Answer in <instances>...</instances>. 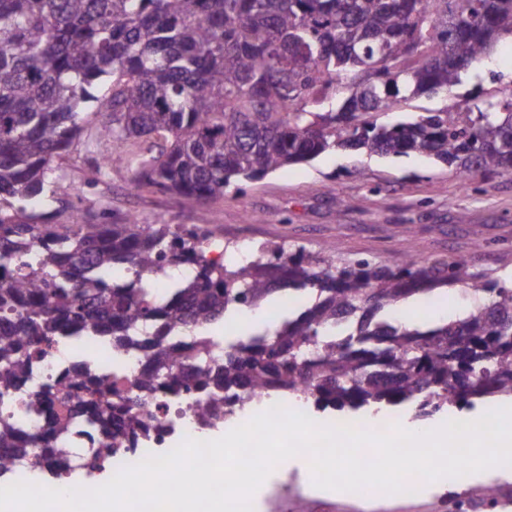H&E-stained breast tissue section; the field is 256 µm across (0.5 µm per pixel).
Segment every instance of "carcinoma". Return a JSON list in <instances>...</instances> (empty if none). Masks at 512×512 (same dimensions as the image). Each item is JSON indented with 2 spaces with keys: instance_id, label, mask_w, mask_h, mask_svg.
Masks as SVG:
<instances>
[{
  "instance_id": "1",
  "label": "carcinoma",
  "mask_w": 512,
  "mask_h": 512,
  "mask_svg": "<svg viewBox=\"0 0 512 512\" xmlns=\"http://www.w3.org/2000/svg\"><path fill=\"white\" fill-rule=\"evenodd\" d=\"M512 36V0H0V391L22 387L40 348L71 336L112 337L146 352L131 405L178 395L195 377L167 337L200 333L256 312L276 292L315 303L274 328L225 346L209 369L202 410L216 417L244 394L307 391L318 410L415 404L427 418L512 398V285L467 260L398 263L288 254L261 246L238 264L207 257L213 231L76 220L65 234L36 222L51 162L85 122L90 89L110 81L98 140L134 142L130 158L102 154L105 172L136 165L135 183L196 201L330 151L427 156L467 180L512 172V93L457 96L470 68ZM445 105L397 117L401 104ZM124 267L108 283L99 273ZM189 270L156 293L148 278ZM462 286L477 301L465 316L410 329L397 305ZM51 387L31 410L42 429L20 445L0 421V473L27 449L34 469L59 478ZM73 416L113 443L135 446L140 423L77 400Z\"/></svg>"
}]
</instances>
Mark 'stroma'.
<instances>
[{
	"label": "stroma",
	"instance_id": "stroma-1",
	"mask_svg": "<svg viewBox=\"0 0 512 512\" xmlns=\"http://www.w3.org/2000/svg\"><path fill=\"white\" fill-rule=\"evenodd\" d=\"M512 75V39L503 38L456 87L457 95L498 91L495 75ZM81 135L54 161L52 197L35 206L40 223L62 233L82 212L103 224L135 217L140 224L220 228L226 240L272 241L291 252L339 254L343 260L395 261L407 252L424 259L464 258L477 269L512 271V174H474L461 181L432 159L367 157L330 152L262 179L231 184L205 203L150 186L134 187L132 170L98 171L89 143L99 118L95 103ZM480 225L474 241L472 225ZM467 300L457 287L426 294L406 306L409 320L452 316ZM304 456L280 463L252 498L254 512H445L438 492L400 496L318 495Z\"/></svg>",
	"mask_w": 512,
	"mask_h": 512
}]
</instances>
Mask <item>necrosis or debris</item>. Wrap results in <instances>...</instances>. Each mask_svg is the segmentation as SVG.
Returning <instances> with one entry per match:
<instances>
[{
    "instance_id": "necrosis-or-debris-1",
    "label": "necrosis or debris",
    "mask_w": 512,
    "mask_h": 512,
    "mask_svg": "<svg viewBox=\"0 0 512 512\" xmlns=\"http://www.w3.org/2000/svg\"><path fill=\"white\" fill-rule=\"evenodd\" d=\"M102 344L99 336L70 338L66 350L50 351L32 362L23 390L0 397V416L8 417L24 432L34 433L41 429L42 420L29 410L28 394L44 385H54L59 393L55 412L61 427L56 450L75 466L91 465L95 454L111 442L110 437L70 415L71 405L86 395L83 384L87 377H111L108 401L119 405L134 393L135 379L146 362L144 353L131 345H112L105 357L93 356V349ZM207 399L206 392L196 390L180 399L160 395L135 406L133 412L144 433L135 447L113 455V469L139 463L150 455L167 453L187 438L209 439L208 427L199 414L200 405ZM448 512H512V494H498L490 503L473 498L468 478L462 477L456 490L448 495Z\"/></svg>"
}]
</instances>
